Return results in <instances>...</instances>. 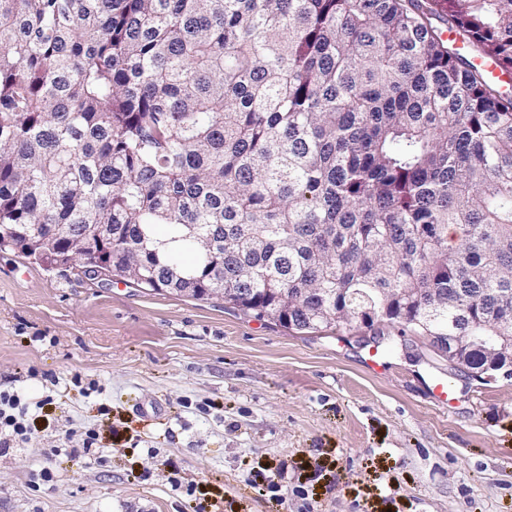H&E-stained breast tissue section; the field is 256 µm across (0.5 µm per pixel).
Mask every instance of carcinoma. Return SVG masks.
<instances>
[{"mask_svg":"<svg viewBox=\"0 0 512 512\" xmlns=\"http://www.w3.org/2000/svg\"><path fill=\"white\" fill-rule=\"evenodd\" d=\"M476 59L512 72V0H0V232L259 317L281 288L297 331L512 336V89ZM373 317L372 308H366L362 310H355L353 314H349L346 308L340 310L319 308L312 310L308 313V321H323V320H340V322H352L355 324H361L368 322Z\"/></svg>","mask_w":512,"mask_h":512,"instance_id":"1","label":"carcinoma"}]
</instances>
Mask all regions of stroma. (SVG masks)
Here are the masks:
<instances>
[{"instance_id": "obj_1", "label": "stroma", "mask_w": 512, "mask_h": 512, "mask_svg": "<svg viewBox=\"0 0 512 512\" xmlns=\"http://www.w3.org/2000/svg\"><path fill=\"white\" fill-rule=\"evenodd\" d=\"M0 392L27 407L0 512H512V379L395 327L299 333L2 249Z\"/></svg>"}]
</instances>
